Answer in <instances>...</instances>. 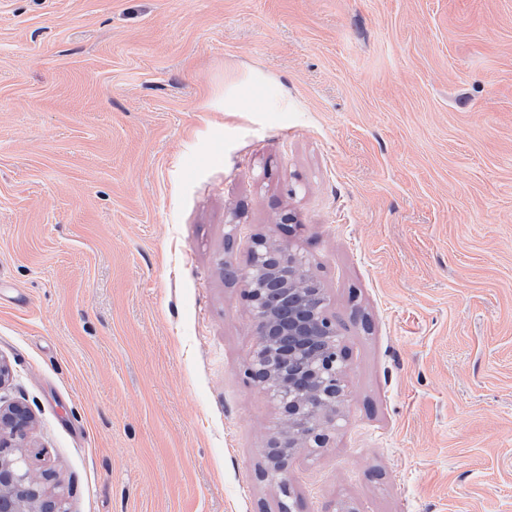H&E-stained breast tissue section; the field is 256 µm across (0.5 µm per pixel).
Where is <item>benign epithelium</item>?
<instances>
[{
    "instance_id": "obj_1",
    "label": "benign epithelium",
    "mask_w": 512,
    "mask_h": 512,
    "mask_svg": "<svg viewBox=\"0 0 512 512\" xmlns=\"http://www.w3.org/2000/svg\"><path fill=\"white\" fill-rule=\"evenodd\" d=\"M243 279L257 336L248 374L282 415L267 444L266 474L288 497L293 453L325 447L340 415L345 352L324 288L302 257L259 238ZM30 423L24 408L0 407V512H68L53 471L27 449Z\"/></svg>"
}]
</instances>
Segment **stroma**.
<instances>
[{
    "label": "stroma",
    "instance_id": "1",
    "mask_svg": "<svg viewBox=\"0 0 512 512\" xmlns=\"http://www.w3.org/2000/svg\"><path fill=\"white\" fill-rule=\"evenodd\" d=\"M261 236L348 355L297 512H512V0H0V396L69 512H279Z\"/></svg>",
    "mask_w": 512,
    "mask_h": 512
}]
</instances>
